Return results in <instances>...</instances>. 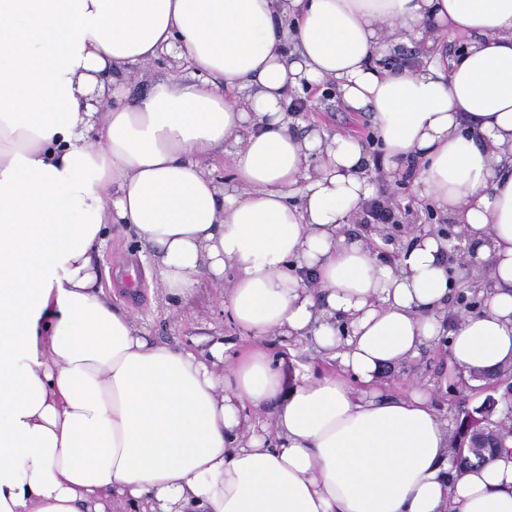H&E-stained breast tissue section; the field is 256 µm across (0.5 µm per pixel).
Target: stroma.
<instances>
[{"label":"stroma","mask_w":512,"mask_h":512,"mask_svg":"<svg viewBox=\"0 0 512 512\" xmlns=\"http://www.w3.org/2000/svg\"><path fill=\"white\" fill-rule=\"evenodd\" d=\"M187 73L185 64L170 58L148 61L139 66L137 76L129 86V95L138 97L160 81L179 79ZM308 98L310 113L318 118L320 127L327 132L362 138L369 136V113L346 105L335 87H328L323 92L312 91ZM375 182L379 194L398 201L404 207L403 212L398 213L396 223L382 227L384 235L391 237L393 242H402L413 226L428 223L426 203L412 187L388 184L380 175L376 176ZM138 251L134 235L113 236L102 251L99 268L115 283L113 297L132 309L149 336L163 343L192 348L202 329L208 327L215 338L241 342L239 331L224 321L223 289L206 283L191 296L181 299L164 295L145 282L140 283L133 294L120 288L118 281L124 277L128 261L137 259ZM418 383L424 384L440 413L448 419L453 418L459 402L475 406L484 399L483 393L459 385L449 354L441 346L423 348L417 357L403 362L394 377L382 383L381 388L385 393L401 395Z\"/></svg>","instance_id":"35a3bbf8"}]
</instances>
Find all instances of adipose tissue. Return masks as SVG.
<instances>
[{"label": "adipose tissue", "mask_w": 512, "mask_h": 512, "mask_svg": "<svg viewBox=\"0 0 512 512\" xmlns=\"http://www.w3.org/2000/svg\"><path fill=\"white\" fill-rule=\"evenodd\" d=\"M162 55L192 80L128 100ZM325 83L374 146L289 111ZM376 167L462 240L353 234ZM113 226L246 344L151 341L103 297ZM441 340L466 384L512 365V0H0V512H512V450L456 472L425 390L374 391Z\"/></svg>", "instance_id": "adipose-tissue-1"}]
</instances>
